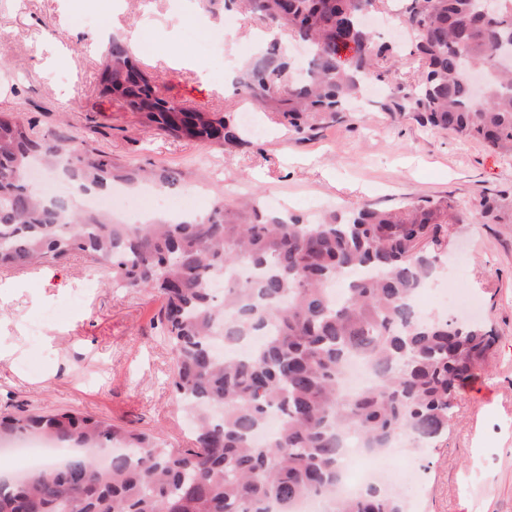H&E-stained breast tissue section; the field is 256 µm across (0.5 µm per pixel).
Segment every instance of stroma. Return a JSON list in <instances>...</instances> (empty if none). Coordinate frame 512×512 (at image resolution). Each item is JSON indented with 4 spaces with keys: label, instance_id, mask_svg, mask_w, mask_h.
I'll list each match as a JSON object with an SVG mask.
<instances>
[{
    "label": "stroma",
    "instance_id": "stroma-1",
    "mask_svg": "<svg viewBox=\"0 0 512 512\" xmlns=\"http://www.w3.org/2000/svg\"><path fill=\"white\" fill-rule=\"evenodd\" d=\"M183 0H128L108 20L99 0H0V111L20 112L39 130L69 124L71 131L111 153L115 164L183 172L189 187L172 192V217L225 211L255 194L277 198V210L311 221L370 205L399 207L420 198L457 203L463 223L453 225L447 254L457 270H442L427 302L429 315L459 320V297L474 298L478 320L497 340L484 368L461 388L452 427L435 448L388 459L393 473L412 471L405 499L421 498L422 512H512V158L477 140L463 141L419 124L412 113L394 115L372 98L343 124L304 138L258 119L264 135L250 147L220 149L176 140L140 124L100 93L102 58L84 51L67 65L44 70L45 33L66 40L67 25L91 32L109 22L116 35L139 29V66L166 99L191 110L223 115L251 102L224 90L228 73L242 72L259 54L251 33L263 21L243 18L193 0L201 20L195 32L178 27ZM402 0H387L371 30L400 46L389 87L416 77L410 42L394 25ZM202 62L208 84L179 62ZM15 282L0 301V341L14 354L0 361V412L73 409L151 434L168 448H183L189 429L165 382L171 354L157 321L158 294L110 287L106 271L83 256L41 269H0Z\"/></svg>",
    "mask_w": 512,
    "mask_h": 512
}]
</instances>
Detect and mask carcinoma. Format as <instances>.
Wrapping results in <instances>:
<instances>
[{
    "instance_id": "1",
    "label": "carcinoma",
    "mask_w": 512,
    "mask_h": 512,
    "mask_svg": "<svg viewBox=\"0 0 512 512\" xmlns=\"http://www.w3.org/2000/svg\"><path fill=\"white\" fill-rule=\"evenodd\" d=\"M288 28L313 55L307 76L288 81L289 63L273 42L244 71L239 89L298 135L345 120L363 78L390 72L394 50L374 42L358 21L374 0H221ZM400 23L413 38L417 80L397 88L383 108L478 140L512 157V70L492 63L512 55V0H406ZM101 93L180 140L235 147L245 143L231 116L189 112L159 96L129 49L111 39ZM485 70L473 98L472 69ZM64 163L84 192L112 181L183 185L181 172L118 169L112 155L68 131L42 134L30 120L0 112V268L61 263L81 254L110 271L114 288L159 293L158 322L172 354L168 385L190 416L191 442L166 448L150 435L94 416L64 411L0 417V444L21 437L75 445L82 453L0 482V512H292L303 498L328 512H404L397 495L370 485L355 499L335 496L342 437L363 436L381 450L417 434L434 444L448 432L456 389L482 367L496 342L481 323L424 315L412 295L434 278L448 231L463 222L450 201L423 199L397 208H355L316 224L264 215L244 200L233 213L216 200L201 218L116 224L72 199L47 202L26 181L35 164ZM252 267L239 278L237 268ZM344 301L328 288L344 273ZM224 275V298L211 280ZM265 343L241 356H219L214 342ZM368 360L375 383L345 396L341 365ZM272 412L281 426L268 441L255 432ZM120 445L102 465L96 448Z\"/></svg>"
}]
</instances>
